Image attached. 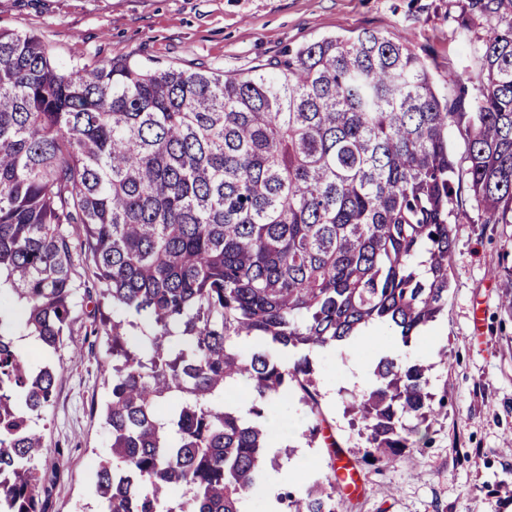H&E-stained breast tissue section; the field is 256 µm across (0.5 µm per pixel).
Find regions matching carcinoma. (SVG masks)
I'll use <instances>...</instances> for the list:
<instances>
[{"label": "carcinoma", "mask_w": 512, "mask_h": 512, "mask_svg": "<svg viewBox=\"0 0 512 512\" xmlns=\"http://www.w3.org/2000/svg\"><path fill=\"white\" fill-rule=\"evenodd\" d=\"M471 9L488 22L481 65L448 82L478 91L473 112L437 92L407 39L372 29L238 75L62 66L35 34L0 29V512H46L41 420L94 294L148 324L131 341L112 323L101 512H240L273 445L216 401L243 382L257 418L274 398L308 407L336 470L309 353L372 324L406 345L437 319L461 189L483 223L512 224V0ZM242 336L259 348L243 353ZM428 371L378 360L348 404L363 462L427 439L448 404ZM278 502L336 512V487Z\"/></svg>", "instance_id": "1"}]
</instances>
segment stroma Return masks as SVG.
<instances>
[{"instance_id":"obj_1","label":"stroma","mask_w":512,"mask_h":512,"mask_svg":"<svg viewBox=\"0 0 512 512\" xmlns=\"http://www.w3.org/2000/svg\"><path fill=\"white\" fill-rule=\"evenodd\" d=\"M469 0H0V27L36 32L57 61L126 59L165 70L203 67L236 74L326 35L371 28L406 38L426 55L438 91L454 97L449 73L480 65L487 25ZM448 306L410 346L382 327L361 346L312 352L321 402L343 461L359 462L360 486L337 512H512V316L499 307L512 292V224H486L475 208L459 221L449 259ZM109 305L80 306L70 348L44 417L38 462L49 482L46 512H98L96 460L109 454L100 406L106 397L103 316ZM430 364L433 388L447 387L445 415L430 421L429 442L393 466L366 465V439L347 403L384 355ZM281 423L267 451V476L329 475L328 455L311 441L306 407L274 402Z\"/></svg>"}]
</instances>
